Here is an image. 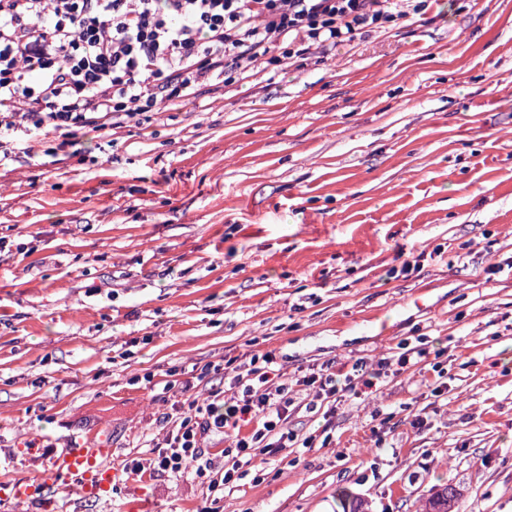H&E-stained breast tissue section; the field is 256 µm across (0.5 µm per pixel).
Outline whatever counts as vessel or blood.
Masks as SVG:
<instances>
[{
	"instance_id": "obj_1",
	"label": "vessel or blood",
	"mask_w": 512,
	"mask_h": 512,
	"mask_svg": "<svg viewBox=\"0 0 512 512\" xmlns=\"http://www.w3.org/2000/svg\"><path fill=\"white\" fill-rule=\"evenodd\" d=\"M109 446L94 442L74 443L54 456L45 478L14 484L15 499L38 503L69 485L81 487L86 495L110 491L116 475L111 464Z\"/></svg>"
}]
</instances>
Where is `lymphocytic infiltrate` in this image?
Returning <instances> with one entry per match:
<instances>
[{"instance_id": "lymphocytic-infiltrate-1", "label": "lymphocytic infiltrate", "mask_w": 512, "mask_h": 512, "mask_svg": "<svg viewBox=\"0 0 512 512\" xmlns=\"http://www.w3.org/2000/svg\"><path fill=\"white\" fill-rule=\"evenodd\" d=\"M428 0H0V133L23 148L36 133L65 136L75 128L114 129L147 113L193 102L200 87L226 73L312 49L353 42L368 29L426 10ZM406 347L396 361L354 366L351 374L310 376L329 397L357 396L390 366L425 359ZM252 383L235 377L234 392L189 401L149 463L129 471L178 479L210 462L202 446L212 431L230 445L222 486L240 480L253 450L277 453L290 436L282 425L291 403L273 382L264 353Z\"/></svg>"}]
</instances>
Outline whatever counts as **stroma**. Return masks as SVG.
<instances>
[{"label": "stroma", "instance_id": "stroma-1", "mask_svg": "<svg viewBox=\"0 0 512 512\" xmlns=\"http://www.w3.org/2000/svg\"><path fill=\"white\" fill-rule=\"evenodd\" d=\"M0 161V483L68 440L151 458L193 398L272 353L310 448L79 488L48 512H512V0L428 8L178 111ZM420 363L331 405L333 365ZM458 494L454 487L448 485L436 489L427 500L425 512H452Z\"/></svg>", "mask_w": 512, "mask_h": 512}]
</instances>
